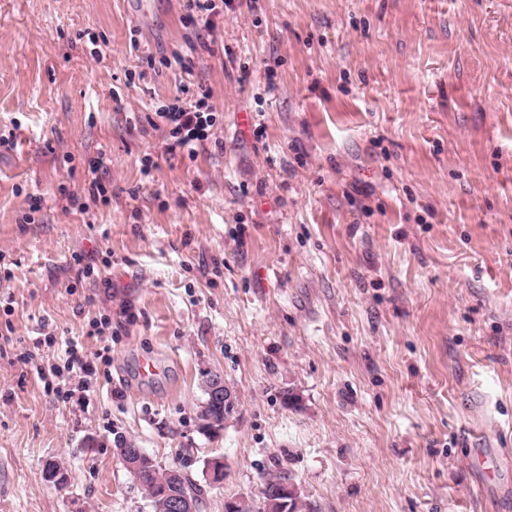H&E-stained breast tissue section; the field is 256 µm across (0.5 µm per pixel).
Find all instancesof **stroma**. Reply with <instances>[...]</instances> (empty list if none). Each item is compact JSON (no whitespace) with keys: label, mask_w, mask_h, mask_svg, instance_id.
<instances>
[{"label":"stroma","mask_w":512,"mask_h":512,"mask_svg":"<svg viewBox=\"0 0 512 512\" xmlns=\"http://www.w3.org/2000/svg\"><path fill=\"white\" fill-rule=\"evenodd\" d=\"M188 13L0 0V512H152L120 439L184 462L199 512L261 507L268 475L311 512H512V0ZM184 85L222 119L169 161L150 119ZM72 340L112 356L79 404L36 373ZM209 373L233 400L213 432Z\"/></svg>","instance_id":"obj_1"}]
</instances>
